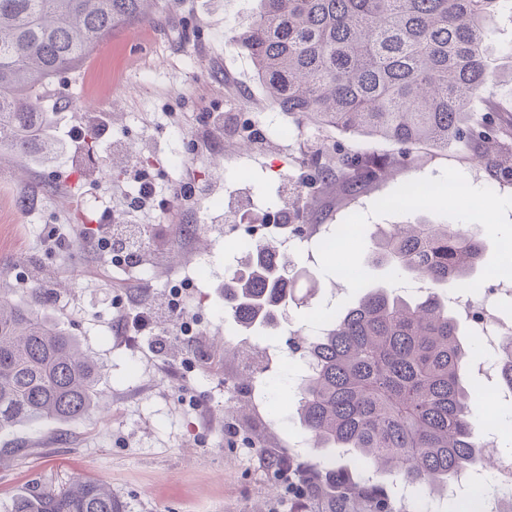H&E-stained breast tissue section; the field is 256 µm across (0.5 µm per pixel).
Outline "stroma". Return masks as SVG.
<instances>
[{
    "mask_svg": "<svg viewBox=\"0 0 512 512\" xmlns=\"http://www.w3.org/2000/svg\"><path fill=\"white\" fill-rule=\"evenodd\" d=\"M258 8L259 0H169L156 22L114 30L75 70L47 83L41 101L52 130L90 119L84 103L98 101L109 133L75 154L62 144L45 158L0 150V289L21 302L31 280H68L47 313L100 363L107 402L79 420L1 432L0 508L37 485L79 479L109 484L125 512H288L287 495H271L256 456L231 445L226 429L239 427L259 449L329 457L298 424L295 381L302 369L290 376L283 369L293 355L289 339L312 333L301 315L349 294L341 277L320 271L317 247L328 229L354 213L367 214L370 232L404 223L401 215H371L372 203L447 167L473 186L512 196V182L497 179L462 145L414 146L407 168L353 197L331 188L303 198L310 220L277 229L274 215L295 197L307 145L337 141L383 155L399 148L300 124L270 106L250 57L227 42ZM213 112L250 119L258 142L241 149L237 137L212 123ZM130 142L143 143V150L122 153ZM133 165L148 173L163 212L142 216L131 209ZM105 222L135 226L137 267L113 265L91 246L93 228ZM57 225L61 242L42 250L41 236ZM252 226L317 279L313 296L289 303L267 328L271 351L259 372L248 355L257 329L224 311V281L239 268ZM201 262L209 268L204 278L196 274ZM177 288L190 296L188 336L177 333L167 309ZM136 303L151 306L159 331L169 336L159 353H148L147 337L119 326ZM244 373L252 383L226 412L224 379Z\"/></svg>",
    "mask_w": 512,
    "mask_h": 512,
    "instance_id": "35a3bbf8",
    "label": "stroma"
}]
</instances>
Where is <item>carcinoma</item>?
Segmentation results:
<instances>
[{"mask_svg": "<svg viewBox=\"0 0 512 512\" xmlns=\"http://www.w3.org/2000/svg\"><path fill=\"white\" fill-rule=\"evenodd\" d=\"M163 0H0V149L48 153L41 90L75 69L112 30L160 18ZM512 0H260L252 24L228 40L252 59L269 104L299 121L395 144L467 145L490 171L512 177V120L476 116L473 99L497 78L487 55L496 14ZM340 143L302 152L305 188L339 185L352 197L407 162ZM484 252L479 226L419 218L374 236L366 263L427 283L415 300L372 288L304 342L297 386L301 428L317 448H341L362 475L328 460L279 452L268 480L288 512H407L385 482L445 497L458 473L487 460L473 422L470 341L441 290L468 283ZM297 269L272 242L248 247L224 281V310L244 326L272 324L295 300ZM29 300L0 293V432L46 419L77 420L97 408L100 368L76 337ZM512 392V332L496 354ZM7 512H123L103 482L43 487Z\"/></svg>", "mask_w": 512, "mask_h": 512, "instance_id": "carcinoma-1", "label": "carcinoma"}]
</instances>
